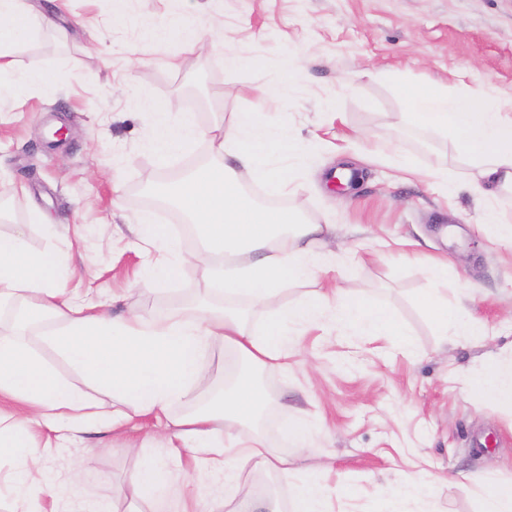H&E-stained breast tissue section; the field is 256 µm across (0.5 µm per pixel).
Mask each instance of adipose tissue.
Instances as JSON below:
<instances>
[{"label": "adipose tissue", "mask_w": 512, "mask_h": 512, "mask_svg": "<svg viewBox=\"0 0 512 512\" xmlns=\"http://www.w3.org/2000/svg\"><path fill=\"white\" fill-rule=\"evenodd\" d=\"M31 19L30 0H0V95L20 98L43 81L36 63L20 77L12 75L10 51L32 36ZM404 97L412 125L454 141L471 170L475 193L492 198L512 192V112L495 103L478 107L469 95L449 93L444 85L408 91ZM203 136L211 144L214 161L181 177L173 192L175 207L197 229L200 247L191 257H183L167 225L142 217L136 234L154 254L147 279L174 278L188 259L226 297L253 309L274 306L273 317L259 333L251 331L240 313L218 306L193 316L154 319L131 313L113 318L73 302L55 245L34 253L27 249L23 233L0 235V308L13 309L17 324L14 330H0V459L18 460L10 477L18 496L38 485L39 465L48 454L47 446L33 440L36 429L113 431L136 416H168L175 401L205 384L202 357L218 338L248 365V372L237 374L224 394L205 408L176 419L175 430L160 441L172 453L188 450L197 466L223 474L225 499L247 497L246 486L238 480L244 466L252 463L282 473L293 461L274 454L260 433L242 440L231 427L254 426L267 410L269 396L255 372L287 370L289 357L297 351L298 325L328 311L337 325L357 335L388 337L408 345L406 330L389 309L332 288L313 291L292 308L276 306L284 286L314 279L316 249L331 227L301 223L298 212L290 208L256 204L244 195L236 172L252 170L271 191H284V171L271 161L296 154L299 146L287 128L267 125L255 112L239 113L232 125L206 132L198 127L194 113H181L173 121L161 112L151 147L164 162ZM223 253L247 254L251 260L227 270L213 261ZM447 271L442 262L425 267L432 287L422 298L423 308L439 335H482L480 324L461 321L438 292L436 285ZM40 321L52 323L48 343L100 388L103 398H86L31 349L24 333ZM467 388L483 400L512 405V369L475 373ZM130 483L133 493L150 503V512H180L184 485L173 478L167 462L142 466Z\"/></svg>", "instance_id": "obj_1"}]
</instances>
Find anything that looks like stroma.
<instances>
[{
    "label": "stroma",
    "instance_id": "35a3bbf8",
    "mask_svg": "<svg viewBox=\"0 0 512 512\" xmlns=\"http://www.w3.org/2000/svg\"><path fill=\"white\" fill-rule=\"evenodd\" d=\"M32 3L53 23L35 25L14 53L16 71L40 64L38 91L0 101V235L25 229L32 252L55 244L79 302L101 310L155 316L200 300L224 304L190 264L139 287L144 255L130 230L138 215L168 225L183 254L199 247L178 212L148 202L147 190L210 155L200 139L160 163L146 107L194 113L204 129L257 112L286 125L302 150L288 161L287 194L269 195L247 170L238 173L243 191L299 209L307 223L334 225L321 247L328 273L289 286L278 304L330 286L391 308L409 333L402 349L324 318L301 326L288 371L260 375L277 399L260 432L269 447L293 454L281 425L303 416L316 428L312 448L285 474L245 469L243 512L271 495L290 512L295 483L314 473L346 489L332 498L333 512H385L374 487L418 470L438 481L424 496L406 491L407 512H482L483 478L512 481V407L470 394L466 379L512 361V244L487 221L512 211V194L488 201L473 193L453 141L408 122L402 89L438 83L469 91L477 104L512 108V0H125L120 8L67 0L59 10L51 0ZM178 17L212 29L191 43L176 33L154 39ZM229 54L238 66L225 63ZM178 56L185 65L172 67ZM290 66L298 78L288 79ZM377 138L395 139L418 176L405 181L392 161H370ZM440 159L448 162L444 180L434 172ZM339 167L357 172L356 184L337 186ZM37 207L54 236L35 223ZM435 258L448 262L441 293L480 320L485 335L438 336L419 303L430 286L423 268ZM172 429L170 418H136L63 440L43 463L36 508L88 512L99 502L111 512H148L128 480L158 456V434ZM169 467L189 485L191 512L219 507L223 478L175 458Z\"/></svg>",
    "mask_w": 512,
    "mask_h": 512
}]
</instances>
